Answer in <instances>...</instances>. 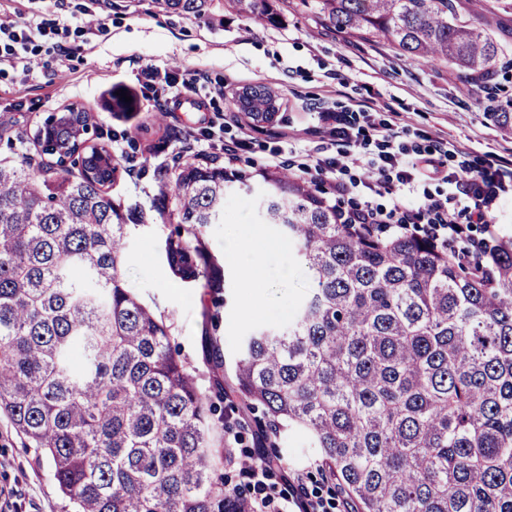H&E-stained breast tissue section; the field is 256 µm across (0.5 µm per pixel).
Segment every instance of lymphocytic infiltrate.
I'll return each mask as SVG.
<instances>
[{
	"mask_svg": "<svg viewBox=\"0 0 512 512\" xmlns=\"http://www.w3.org/2000/svg\"><path fill=\"white\" fill-rule=\"evenodd\" d=\"M329 134L336 140V154L328 158L315 159L313 167L317 173L329 175L334 181L337 196L343 197L364 191L376 195H388L389 203L384 207L363 204L344 213L343 219L351 224L369 227L379 224H392L405 229L414 224H422L432 240L439 245L457 242L462 253H469L467 224H491L496 215L492 205L496 189L512 183V164L493 159L480 171L468 173L461 179L449 180L447 196L422 201L408 200L417 178L428 176L436 170V159L430 154H421L407 159L399 152L388 150L377 160L366 159L353 148V132L350 123L342 114L332 116ZM355 168L369 169L368 179L351 178ZM458 203L466 216L465 223H457L449 203ZM243 471L250 480L254 494L253 503L247 512H330V502L303 486H289L281 498L266 493V479L270 468L247 464Z\"/></svg>",
	"mask_w": 512,
	"mask_h": 512,
	"instance_id": "lymphocytic-infiltrate-1",
	"label": "lymphocytic infiltrate"
}]
</instances>
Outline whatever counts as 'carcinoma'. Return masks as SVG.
Masks as SVG:
<instances>
[{"label": "carcinoma", "mask_w": 512, "mask_h": 512, "mask_svg": "<svg viewBox=\"0 0 512 512\" xmlns=\"http://www.w3.org/2000/svg\"><path fill=\"white\" fill-rule=\"evenodd\" d=\"M208 0H155L195 17ZM274 25L269 0H226ZM324 25L373 38L462 82L494 75L506 47L454 0H302ZM257 123L277 94L239 93ZM48 115L36 146L55 176L37 183L34 158L0 159V412L53 466L73 512H239L213 479L209 418L218 407L169 348L170 327L122 274L130 224L104 190L117 166L105 148L66 159L88 134L86 111ZM490 117L512 135V104ZM175 182L180 228L163 254L172 276L215 288L222 269L205 228L224 215L221 166L185 163ZM262 216L313 274L316 288L283 328L247 336L229 384L263 407L259 448L282 430L309 437L349 512H512V241L488 267L465 270L417 234L384 236L342 224L335 206L288 171L263 174Z\"/></svg>", "instance_id": "obj_1"}]
</instances>
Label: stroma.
I'll list each match as a JSON object with an SVG mask.
<instances>
[{"instance_id": "1", "label": "stroma", "mask_w": 512, "mask_h": 512, "mask_svg": "<svg viewBox=\"0 0 512 512\" xmlns=\"http://www.w3.org/2000/svg\"><path fill=\"white\" fill-rule=\"evenodd\" d=\"M458 14L476 20L512 48V0H455ZM59 16L68 29L59 35L35 37L28 45L32 71L0 62V157L35 153L43 119L74 106L86 110L94 127L89 143L105 146L118 163L112 197L122 205L147 212L158 206L156 184L173 178L178 163L223 165L224 149L236 148V169L246 185L230 194L222 223L209 225L205 240L224 276L221 287L205 280L183 283L169 272L161 252L172 231L169 222L133 229L126 248L123 275L142 302L171 328L172 344L201 390L230 378L242 343L255 324L287 321L312 283L278 229L265 224L257 201L264 189L263 173L290 170L306 155L336 153L325 134V117L346 112L358 132L362 154L377 157L383 149L374 128L396 133L395 149L407 157L447 146L442 168L449 174L480 169L488 156L512 161V136L503 135L491 112L512 100V68L499 67L486 81L461 84L439 66L397 55L388 46L324 27L301 0H277L279 25H261L231 14L225 0H209L198 18L157 8L154 0H67ZM105 14L106 30L87 33L83 23ZM72 54L58 55L57 43ZM153 65L174 77L198 73L199 88L176 95L166 86H149L142 75ZM269 86L279 93L274 121L254 126L241 110L238 94L247 86ZM127 91L130 109L108 110V92ZM376 105L371 117L356 103ZM242 233H259L279 242L263 257L274 272L288 265V280L267 278L257 293L240 286L237 265L225 255L227 225ZM218 342L223 365L205 357ZM225 422H213L211 443L229 448L232 463L217 465L216 482L245 490L242 462H255L258 412L225 402ZM307 439L284 431L277 447L268 490L278 493L287 481L301 479L321 497L337 500L336 487L323 478L307 452ZM0 488L13 491L12 512H70L57 491L52 465L26 447L9 419L0 414Z\"/></svg>"}]
</instances>
